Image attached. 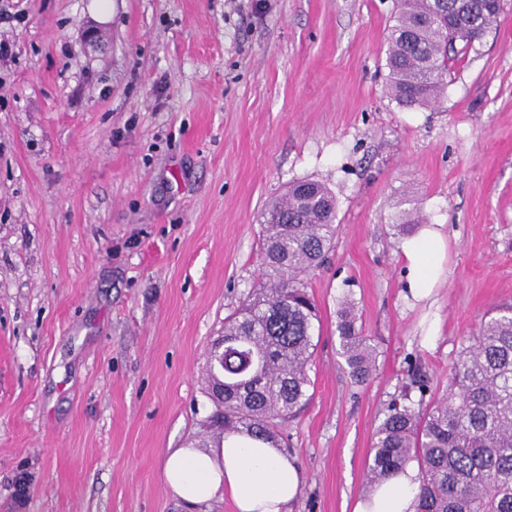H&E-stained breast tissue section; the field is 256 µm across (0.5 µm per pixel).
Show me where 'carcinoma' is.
I'll list each match as a JSON object with an SVG mask.
<instances>
[{
    "instance_id": "1",
    "label": "carcinoma",
    "mask_w": 512,
    "mask_h": 512,
    "mask_svg": "<svg viewBox=\"0 0 512 512\" xmlns=\"http://www.w3.org/2000/svg\"><path fill=\"white\" fill-rule=\"evenodd\" d=\"M500 12L501 0H396L386 59L391 97L405 107L434 105L454 65ZM335 222V195L317 181L294 182L267 205L265 278L224 320L223 361L208 363L216 411L204 427L214 440L242 434L275 444L282 425L310 402L308 365L321 318L305 277L331 249ZM336 332L351 377L366 381L375 358L351 298ZM428 390L426 373L415 367L375 429L368 482L414 462L417 512H512V309L481 323L444 398L427 403Z\"/></svg>"
}]
</instances>
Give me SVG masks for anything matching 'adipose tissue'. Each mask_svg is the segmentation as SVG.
Listing matches in <instances>:
<instances>
[{"label": "adipose tissue", "mask_w": 512, "mask_h": 512, "mask_svg": "<svg viewBox=\"0 0 512 512\" xmlns=\"http://www.w3.org/2000/svg\"><path fill=\"white\" fill-rule=\"evenodd\" d=\"M407 288L416 298L431 292L446 241L439 229L424 227L403 242ZM163 480L170 492L190 504L230 497L236 512H290L302 474L283 450L246 436H226L220 446L174 448L163 463ZM421 483L416 464L370 489L354 512H416Z\"/></svg>", "instance_id": "1"}]
</instances>
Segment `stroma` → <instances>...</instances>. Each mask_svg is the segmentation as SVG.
Returning <instances> with one entry per match:
<instances>
[{"label": "stroma", "instance_id": "35a3bbf8", "mask_svg": "<svg viewBox=\"0 0 512 512\" xmlns=\"http://www.w3.org/2000/svg\"><path fill=\"white\" fill-rule=\"evenodd\" d=\"M18 0L0 23V512L190 505L166 453L202 445L208 357L263 272L262 212L289 183L337 200L307 278L313 396L280 445L291 512H353L376 426L414 367L441 398L484 316L512 306V0L443 97L387 90L393 0ZM446 241L405 286L406 206ZM375 349L355 383L336 316Z\"/></svg>", "mask_w": 512, "mask_h": 512}]
</instances>
